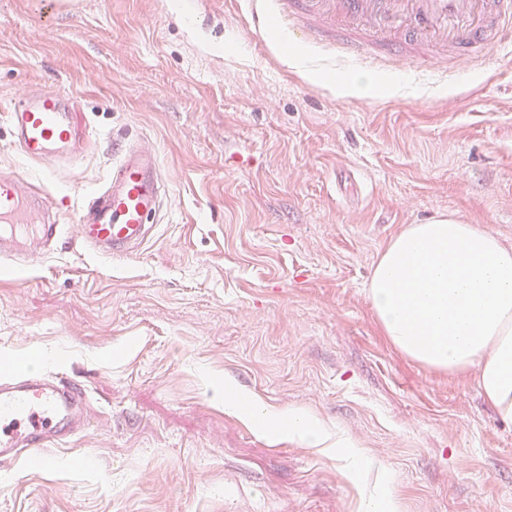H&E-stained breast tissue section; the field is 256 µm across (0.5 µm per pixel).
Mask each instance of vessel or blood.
Wrapping results in <instances>:
<instances>
[{
    "mask_svg": "<svg viewBox=\"0 0 512 512\" xmlns=\"http://www.w3.org/2000/svg\"><path fill=\"white\" fill-rule=\"evenodd\" d=\"M276 16L289 36L333 57L351 55L399 68L411 61L439 70L483 62L491 49L512 48V0H257L255 27ZM68 95L31 93L6 114L12 139L29 162L53 170L70 161L77 129ZM165 179L155 151L138 144L122 149L105 186L76 209L81 241L99 255L122 257L149 239ZM66 214L52 210L44 182L21 185L0 169V266L25 269L19 247L33 243L53 253ZM89 399L67 378L20 372L0 378V460L63 445L83 433Z\"/></svg>",
    "mask_w": 512,
    "mask_h": 512,
    "instance_id": "1",
    "label": "vessel or blood"
}]
</instances>
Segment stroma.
Returning <instances> with one entry per match:
<instances>
[{"label":"stroma","instance_id":"obj_1","mask_svg":"<svg viewBox=\"0 0 512 512\" xmlns=\"http://www.w3.org/2000/svg\"><path fill=\"white\" fill-rule=\"evenodd\" d=\"M251 0H0V115L65 91L84 135L42 175L0 118V168L80 204L112 147L156 150V234L95 256L75 225L0 272V360L63 372L87 430L0 462V512H512V427L473 381L383 336L366 287L405 225L452 213L512 244V51L448 78L316 56ZM301 52L296 68L292 52ZM320 81L306 78V70ZM370 89L339 95L323 76ZM301 408L362 456L276 439L224 390Z\"/></svg>","mask_w":512,"mask_h":512}]
</instances>
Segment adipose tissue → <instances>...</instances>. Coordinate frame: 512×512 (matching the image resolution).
<instances>
[{
  "instance_id": "ef3b65f1",
  "label": "adipose tissue",
  "mask_w": 512,
  "mask_h": 512,
  "mask_svg": "<svg viewBox=\"0 0 512 512\" xmlns=\"http://www.w3.org/2000/svg\"><path fill=\"white\" fill-rule=\"evenodd\" d=\"M367 295L395 349L427 370L473 378L512 424V245L453 215L406 225L381 250ZM243 414L257 430L313 448L349 445L301 409L254 402Z\"/></svg>"
}]
</instances>
